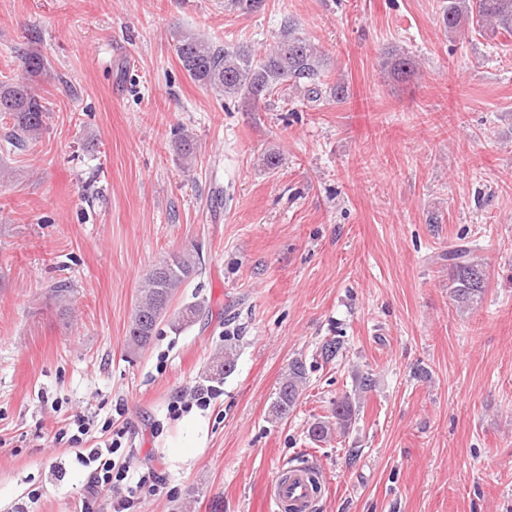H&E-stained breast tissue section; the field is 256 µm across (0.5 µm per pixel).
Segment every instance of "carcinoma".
<instances>
[{"label": "carcinoma", "instance_id": "1", "mask_svg": "<svg viewBox=\"0 0 512 512\" xmlns=\"http://www.w3.org/2000/svg\"><path fill=\"white\" fill-rule=\"evenodd\" d=\"M442 11V24L453 35L464 28L484 32L504 31L512 34V0H447ZM265 0H224V10L250 15L262 10ZM175 54L188 76L226 99L257 106L273 97H283L298 90L303 100L314 108L326 102L341 103L347 86L341 80L330 81L323 51L310 39L295 31L290 22L281 40L270 51L256 54L246 45L221 47L206 42L192 33L174 34ZM26 76L0 81V116L11 122L4 139L15 148L39 138L45 127L48 108L34 91L28 77L47 68L46 59L35 52L21 55ZM416 60L403 48H395L382 61L386 73L394 79L414 74ZM175 146L184 163L196 156L194 137L184 131L176 134ZM477 245H454L444 253L452 280L454 300L468 307L480 300L486 290L488 271L477 260ZM200 256L195 249H185L168 255L155 265L139 288L133 314L127 330V343L135 351L146 349L156 335L160 323L178 332L192 327L205 311L202 301H192L173 307L180 289L198 276ZM236 354L230 348L224 356L213 360L207 379L220 382L235 368ZM306 382V366L300 359L291 362L288 375L281 381L272 402V416L283 419L292 413ZM355 412L354 401L348 395L336 400L332 417L335 422L318 420L309 427V436L322 441L332 430L346 432Z\"/></svg>", "mask_w": 512, "mask_h": 512}]
</instances>
